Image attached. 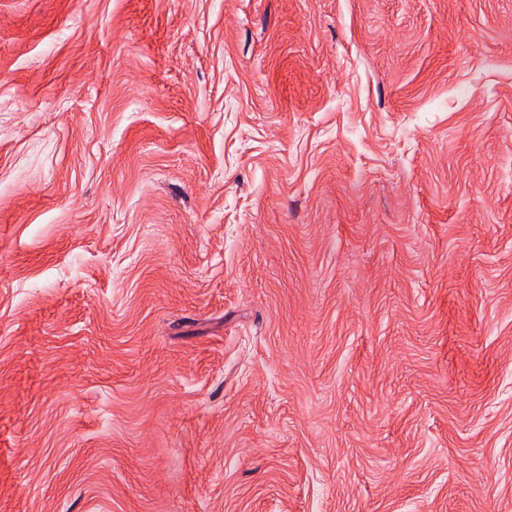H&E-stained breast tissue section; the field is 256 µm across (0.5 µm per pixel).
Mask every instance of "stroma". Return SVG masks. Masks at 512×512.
Instances as JSON below:
<instances>
[{"instance_id":"35a3bbf8","label":"stroma","mask_w":512,"mask_h":512,"mask_svg":"<svg viewBox=\"0 0 512 512\" xmlns=\"http://www.w3.org/2000/svg\"><path fill=\"white\" fill-rule=\"evenodd\" d=\"M0 512H512V0H0Z\"/></svg>"}]
</instances>
